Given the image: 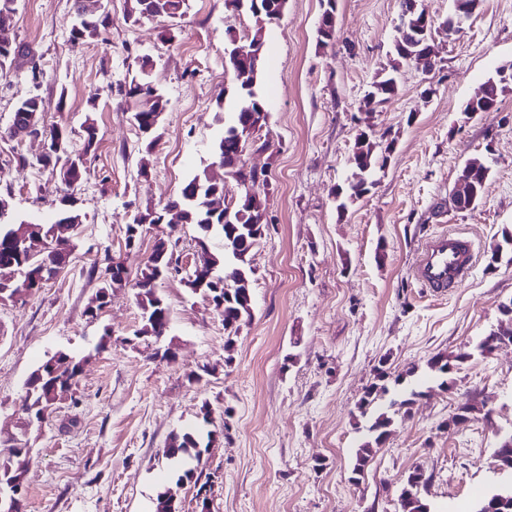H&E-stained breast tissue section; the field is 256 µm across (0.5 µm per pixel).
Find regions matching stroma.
<instances>
[{
	"label": "stroma",
	"instance_id": "stroma-1",
	"mask_svg": "<svg viewBox=\"0 0 512 512\" xmlns=\"http://www.w3.org/2000/svg\"><path fill=\"white\" fill-rule=\"evenodd\" d=\"M129 5L108 0L111 27L80 44L70 40L74 0H17L9 23L10 36L35 52L33 63L0 74V191H10L13 215H48L62 190L35 161L39 143L6 134L20 102L41 98L43 125L65 126L73 148L89 117L99 140L75 189L81 222L64 273L0 303V462L8 440L27 446L22 512H156L167 480L162 450L173 432L199 424L205 406L219 434L198 483L173 487L180 512H199L203 498L210 512H396V489L416 467L436 512H471L498 479L495 448L512 430V346L475 356L453 371L449 390L418 399L356 483L352 457L363 434L353 416L378 365L395 375L424 369L434 354L497 329L501 304L512 301V263L488 262L512 232V82L495 112L465 111L512 63V0H483L459 32L436 31L432 94L421 70L404 64L397 94L372 113L363 99L396 57L399 0H336L329 46L317 34L321 0H288L267 26L260 80L270 118L260 137L270 147L249 159L269 175L268 224L248 257L252 317L229 353L222 316L178 276L156 288L170 309L168 338L130 345L141 323L132 287L112 291L97 318L87 314L108 259L134 277L151 252L156 228L130 250L126 224L176 199L214 163L229 118L219 106L232 83L225 36L255 30L249 13L224 0H186L178 18L136 23L126 19ZM144 57L166 100L150 150L130 119L134 103L119 92ZM363 131L397 145L369 193L341 213L334 192L352 173L348 158ZM471 159L490 176L481 203L460 212L451 194ZM441 231L470 237L475 261L462 286L434 294L412 266ZM171 341L176 361L154 359ZM59 351L83 362L72 397L42 426L21 429L25 382ZM481 401L490 420L442 430L458 407Z\"/></svg>",
	"mask_w": 512,
	"mask_h": 512
}]
</instances>
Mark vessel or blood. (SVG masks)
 <instances>
[{
    "label": "vessel or blood",
    "instance_id": "1",
    "mask_svg": "<svg viewBox=\"0 0 512 512\" xmlns=\"http://www.w3.org/2000/svg\"><path fill=\"white\" fill-rule=\"evenodd\" d=\"M473 260L470 239L458 233L440 232L424 242L413 275L421 287L442 290L462 284L471 271Z\"/></svg>",
    "mask_w": 512,
    "mask_h": 512
}]
</instances>
